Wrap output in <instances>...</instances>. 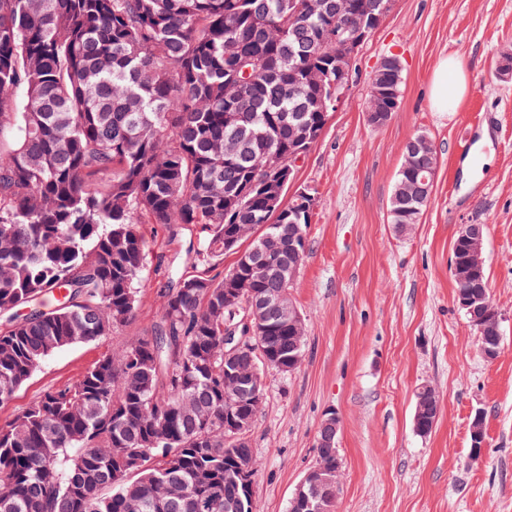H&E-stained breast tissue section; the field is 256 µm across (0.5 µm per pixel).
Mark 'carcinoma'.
Returning a JSON list of instances; mask_svg holds the SVG:
<instances>
[{"mask_svg":"<svg viewBox=\"0 0 512 512\" xmlns=\"http://www.w3.org/2000/svg\"><path fill=\"white\" fill-rule=\"evenodd\" d=\"M307 9L302 0H0V404L55 351L128 326L150 257L144 225L199 228L196 273L168 281L153 334L135 336L0 424V512H253L238 469L250 442L224 410L251 414L264 369L304 352L274 289L288 284V227L307 252L311 213L255 181L303 127L322 128L328 90L308 72L343 64L329 27L367 26L386 0ZM369 112L396 111L398 58L376 68ZM404 149L390 223L418 222ZM240 199L230 209L225 202ZM271 223L266 268L237 259L208 276L224 239ZM264 301L251 356L224 362V285ZM51 295L56 304L40 307ZM437 400L417 394L427 421ZM319 431L317 460L339 449Z\"/></svg>","mask_w":512,"mask_h":512,"instance_id":"1","label":"carcinoma"}]
</instances>
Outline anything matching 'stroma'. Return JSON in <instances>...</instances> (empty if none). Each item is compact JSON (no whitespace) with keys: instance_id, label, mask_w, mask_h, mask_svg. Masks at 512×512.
<instances>
[{"instance_id":"obj_1","label":"stroma","mask_w":512,"mask_h":512,"mask_svg":"<svg viewBox=\"0 0 512 512\" xmlns=\"http://www.w3.org/2000/svg\"><path fill=\"white\" fill-rule=\"evenodd\" d=\"M512 0H393L361 49L356 78L300 164L295 188L316 198L308 251L290 289L306 322V350L290 373L267 370L265 401L250 435L259 462L255 512H287L317 459L328 412L342 478L335 512H512ZM403 69L399 107L384 126L366 120L369 76L386 56ZM456 56L469 80L457 111L436 112L430 82ZM417 133L438 155L430 200L417 224L389 221L402 150ZM481 163L462 175L464 134ZM486 225L490 295L503 315L498 355L489 359L455 299L452 247L461 225ZM192 226L149 233L154 257L143 275L135 320L101 340L54 352L0 406L12 419L52 388L159 321L170 271L191 272ZM441 400L425 436L415 432L416 390ZM485 419L480 459L471 422Z\"/></svg>"}]
</instances>
